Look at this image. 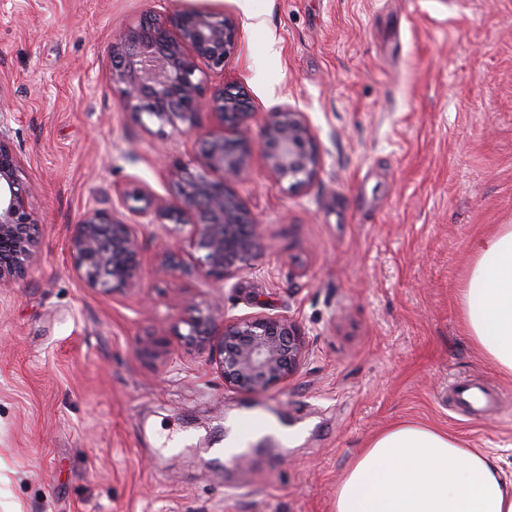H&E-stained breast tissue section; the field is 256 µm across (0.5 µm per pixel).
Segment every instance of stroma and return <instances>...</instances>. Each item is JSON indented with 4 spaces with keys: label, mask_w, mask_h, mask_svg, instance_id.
<instances>
[{
    "label": "stroma",
    "mask_w": 512,
    "mask_h": 512,
    "mask_svg": "<svg viewBox=\"0 0 512 512\" xmlns=\"http://www.w3.org/2000/svg\"><path fill=\"white\" fill-rule=\"evenodd\" d=\"M238 15L240 46L206 89L243 86L262 124L306 113L322 160L308 189L252 152L237 190L260 224L252 267L221 284L167 247L190 226L141 229L136 288L104 294L69 250L94 198L169 197L164 162L191 137L125 110L112 41L160 8ZM0 0L7 113L41 229L0 288V512H334L356 453L402 422L447 430L512 470V378L473 346L459 290L475 240L512 224V0ZM281 315L305 357L260 394L225 386L180 338L188 305ZM159 342L157 356L140 342ZM497 405L465 415L455 379ZM294 427L217 467L241 408ZM188 448L171 449L173 436Z\"/></svg>",
    "instance_id": "stroma-1"
}]
</instances>
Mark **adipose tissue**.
<instances>
[{
    "label": "adipose tissue",
    "mask_w": 512,
    "mask_h": 512,
    "mask_svg": "<svg viewBox=\"0 0 512 512\" xmlns=\"http://www.w3.org/2000/svg\"><path fill=\"white\" fill-rule=\"evenodd\" d=\"M472 251L463 324L485 359L512 377V225H498ZM335 512H512V473L448 431L399 422L354 457Z\"/></svg>",
    "instance_id": "1"
}]
</instances>
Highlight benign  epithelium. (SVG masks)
<instances>
[{"label":"benign epithelium","instance_id":"7a95c632","mask_svg":"<svg viewBox=\"0 0 512 512\" xmlns=\"http://www.w3.org/2000/svg\"><path fill=\"white\" fill-rule=\"evenodd\" d=\"M239 21L224 12L185 9L143 17L112 42V83L125 109L179 134L196 135L193 163L167 166L174 197L115 189L112 200L95 199L76 225L71 257L89 288L117 293L140 279L139 229L167 220L191 226L188 254L198 273L227 283L262 248L259 224L236 190L253 149L268 174L291 188L311 185L321 167L315 136L304 113H270L252 130L254 112L245 93L221 86L203 98L207 72L224 71L239 42ZM209 108L219 132H200L197 115ZM130 218L114 217L118 209ZM40 224L9 126L0 119V287L24 277L36 257ZM186 345L206 348L224 385L261 393L294 376L304 351L296 325L285 316L257 313L216 324L194 307L183 319Z\"/></svg>","mask_w":512,"mask_h":512}]
</instances>
